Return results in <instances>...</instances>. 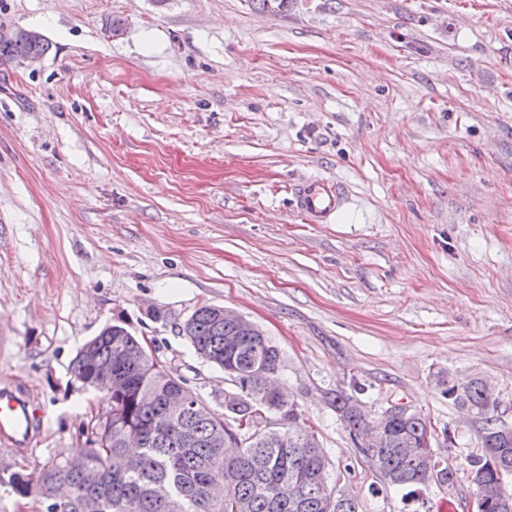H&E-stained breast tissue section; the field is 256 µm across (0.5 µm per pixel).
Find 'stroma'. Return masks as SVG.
Listing matches in <instances>:
<instances>
[{
	"mask_svg": "<svg viewBox=\"0 0 512 512\" xmlns=\"http://www.w3.org/2000/svg\"><path fill=\"white\" fill-rule=\"evenodd\" d=\"M0 21L50 45L0 62V381L45 413L31 451L0 446V512H45L10 474L87 448L108 406L70 364L106 325L223 414L232 382L181 333L205 304L278 347L364 512H472L483 422L443 389L486 382L512 427V0H0ZM314 178L350 201L331 223L294 207ZM336 389L425 417L455 487L384 489Z\"/></svg>",
	"mask_w": 512,
	"mask_h": 512,
	"instance_id": "1",
	"label": "stroma"
}]
</instances>
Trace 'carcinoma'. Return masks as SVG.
<instances>
[{"instance_id":"carcinoma-1","label":"carcinoma","mask_w":512,"mask_h":512,"mask_svg":"<svg viewBox=\"0 0 512 512\" xmlns=\"http://www.w3.org/2000/svg\"><path fill=\"white\" fill-rule=\"evenodd\" d=\"M48 50L49 43L37 34L0 44V59L20 60ZM186 337L201 359L233 376L235 390L225 396L224 413L248 430L254 427L260 419L256 395L279 380L278 348L259 329L217 320L211 305L193 312ZM105 364L126 384L112 393L111 409L98 416L84 455L9 476L16 493L46 504V512H363L356 499H336V481L350 468L330 472L324 449L293 399L267 397L265 411L285 419L284 424L240 445L224 427L225 418L205 412L185 380L158 364L146 343L120 323L88 341L70 372L83 387L96 389L104 380L98 366ZM173 392L190 400L178 413L167 409ZM444 394L484 420L482 446L469 459L476 488L512 498V445L490 443L500 425L482 382L452 384ZM330 405L351 439L374 416L343 390L332 394ZM384 412L388 417L380 444L357 451L384 483L396 489L431 480L454 485L456 472L437 467L433 458L426 419L417 412L404 416L391 406ZM183 429L195 435L189 448L178 441ZM130 448L139 452L131 454ZM492 452L500 457L499 473L487 466L485 456Z\"/></svg>"}]
</instances>
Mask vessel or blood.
<instances>
[{
	"instance_id": "vessel-or-blood-1",
	"label": "vessel or blood",
	"mask_w": 512,
	"mask_h": 512,
	"mask_svg": "<svg viewBox=\"0 0 512 512\" xmlns=\"http://www.w3.org/2000/svg\"><path fill=\"white\" fill-rule=\"evenodd\" d=\"M342 189L331 180L314 179L294 191V204L304 221L328 223L345 205ZM43 427V409L38 397L17 386H0V445L29 448Z\"/></svg>"
}]
</instances>
